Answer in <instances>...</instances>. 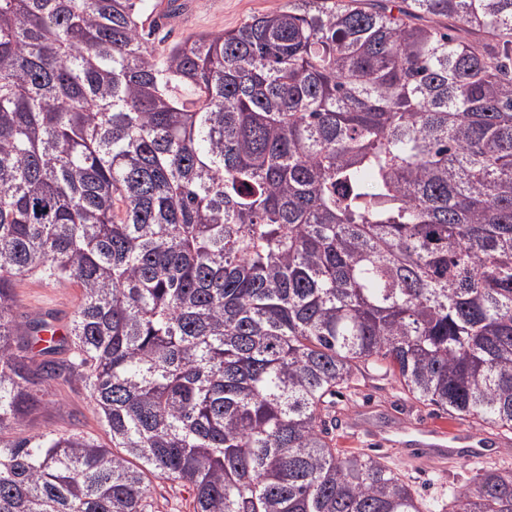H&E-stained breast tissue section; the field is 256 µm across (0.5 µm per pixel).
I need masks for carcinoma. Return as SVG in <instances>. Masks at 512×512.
Returning a JSON list of instances; mask_svg holds the SVG:
<instances>
[{
	"label": "carcinoma",
	"instance_id": "carcinoma-1",
	"mask_svg": "<svg viewBox=\"0 0 512 512\" xmlns=\"http://www.w3.org/2000/svg\"><path fill=\"white\" fill-rule=\"evenodd\" d=\"M146 0H0V512H512L336 447L372 363L512 432V0H286L149 43ZM81 287L60 342L15 282ZM70 352L68 362L54 358ZM110 437L7 439L52 383ZM151 493L158 512L192 511V496L188 488L177 482L154 480Z\"/></svg>",
	"mask_w": 512,
	"mask_h": 512
}]
</instances>
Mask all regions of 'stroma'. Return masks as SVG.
Segmentation results:
<instances>
[{
	"instance_id": "obj_1",
	"label": "stroma",
	"mask_w": 512,
	"mask_h": 512,
	"mask_svg": "<svg viewBox=\"0 0 512 512\" xmlns=\"http://www.w3.org/2000/svg\"><path fill=\"white\" fill-rule=\"evenodd\" d=\"M179 17L172 20L171 41L177 42L201 32L229 31L248 17L275 10L285 0H183ZM17 316L31 317L50 313L56 325L68 326L80 302L81 290L73 283L54 284L39 277H28L18 282ZM49 403L33 418L9 429L11 438L21 439L51 431L68 434L81 431L108 442L105 427L94 409L87 390L79 383L60 381L50 389ZM335 425L332 429L339 448L383 458L401 473L423 497L445 498L466 484L475 473L473 464L461 461L450 467L429 463L412 464L387 445H379V438L413 441L422 426H438L448 431V443L457 448L470 444V434L488 433L490 447L499 449V465L512 467V433L469 422H457L440 416L433 407L416 403L384 370L371 367L365 370L357 386L336 397Z\"/></svg>"
}]
</instances>
